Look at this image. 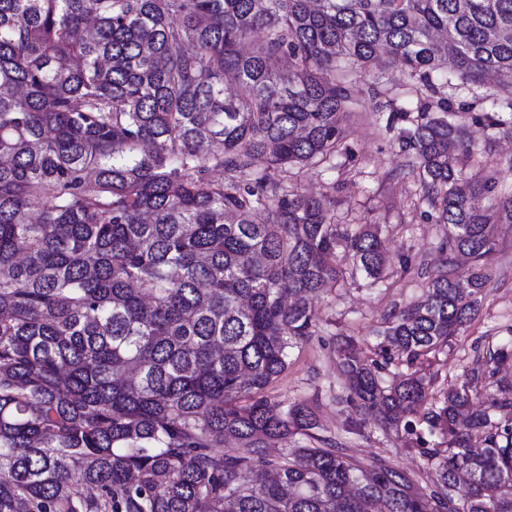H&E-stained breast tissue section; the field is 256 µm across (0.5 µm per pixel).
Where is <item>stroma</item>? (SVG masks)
<instances>
[{
    "instance_id": "35a3bbf8",
    "label": "stroma",
    "mask_w": 512,
    "mask_h": 512,
    "mask_svg": "<svg viewBox=\"0 0 512 512\" xmlns=\"http://www.w3.org/2000/svg\"><path fill=\"white\" fill-rule=\"evenodd\" d=\"M359 105L346 122V137L334 168L313 166L290 169L289 185L302 193L326 198L341 226L357 229L375 224L385 250V268L379 282L352 272L346 252L338 260L348 275L343 284L324 291L315 301L316 332L292 350L290 364L267 390L283 406L304 403L316 414L317 435L344 443L350 455L363 463L384 458L426 485L435 473L423 447L444 448L442 435H428L423 420L427 406L414 418L415 433L383 427L375 415L354 416L346 402L347 384L339 366L337 348L354 339L372 359L381 361L382 376L391 379L401 370L398 359H385L379 331L388 317L421 300L427 282L448 255L444 225L436 221L435 207L424 201L411 157L401 148L400 135L416 123V93L400 65L383 62L363 70L353 83ZM502 84L494 77L481 81L474 94L460 96L446 90L455 121L475 151L458 156L457 165L475 175L480 162L497 170L499 191L512 189V134L492 129L486 114ZM405 118H394L399 109ZM496 253L491 278L483 292L481 310L464 333L439 353L417 360L414 367L431 377V397L462 382L481 364L488 349L512 344V224L497 225Z\"/></svg>"
}]
</instances>
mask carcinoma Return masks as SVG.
I'll list each match as a JSON object with an SVG mask.
<instances>
[{"label":"carcinoma","mask_w":512,"mask_h":512,"mask_svg":"<svg viewBox=\"0 0 512 512\" xmlns=\"http://www.w3.org/2000/svg\"><path fill=\"white\" fill-rule=\"evenodd\" d=\"M382 47L418 83L401 143L422 196L474 262L386 320L410 367L477 314L512 224V192L478 202L495 174L452 161L472 148L449 99L429 102L495 73L489 126L512 131V0H0V512H512V387L473 412L471 376L424 415L448 437L425 449L431 487L265 396L337 247L381 278L378 230H340L279 176L336 156L351 77ZM338 353L346 402L412 427L431 381L384 382L352 339ZM508 358L488 351L484 379Z\"/></svg>","instance_id":"carcinoma-1"}]
</instances>
